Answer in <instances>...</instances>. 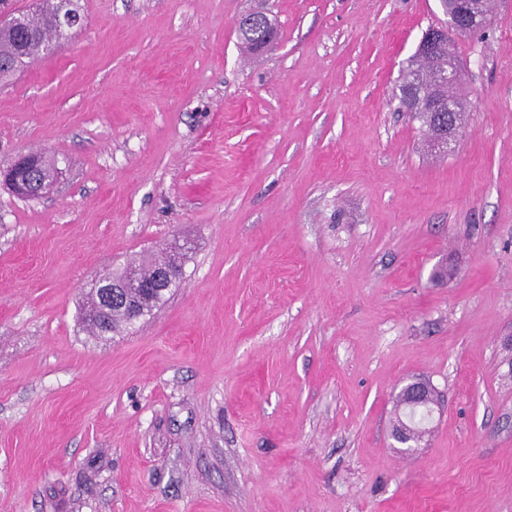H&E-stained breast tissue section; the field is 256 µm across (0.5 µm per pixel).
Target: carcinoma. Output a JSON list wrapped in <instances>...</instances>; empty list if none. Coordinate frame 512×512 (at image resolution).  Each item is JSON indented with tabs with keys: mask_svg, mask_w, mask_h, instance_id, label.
<instances>
[{
	"mask_svg": "<svg viewBox=\"0 0 512 512\" xmlns=\"http://www.w3.org/2000/svg\"><path fill=\"white\" fill-rule=\"evenodd\" d=\"M58 0H34V6L26 11L10 12L11 18L0 24V80L14 74V66L19 56L26 50L42 47L43 40L57 35L59 21ZM277 30L275 20L264 10H257L246 16L239 40L250 52H256L258 43L271 32ZM448 62V45H443L432 55L415 54L404 68L399 85V108L414 114L425 127L427 140L443 135L448 130L450 116L454 126L463 123L466 103L456 89L435 80L436 69ZM184 263L179 253L166 251L161 255L150 254L122 268L111 272L101 281L112 285L114 280H122L124 273L133 268L146 281L152 280L163 268L173 262ZM105 288H91L86 294L83 307V323L90 332L98 336L95 320L105 315L109 327L105 335L117 336L129 333L142 319L153 315L168 300L172 289L149 291L144 288L120 289L121 301L110 303L105 298Z\"/></svg>",
	"mask_w": 512,
	"mask_h": 512,
	"instance_id": "carcinoma-1",
	"label": "carcinoma"
}]
</instances>
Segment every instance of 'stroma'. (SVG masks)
Masks as SVG:
<instances>
[{
	"mask_svg": "<svg viewBox=\"0 0 512 512\" xmlns=\"http://www.w3.org/2000/svg\"><path fill=\"white\" fill-rule=\"evenodd\" d=\"M79 5L0 82V169L60 171L0 181V512H512V0L452 37L445 153L396 98L439 0ZM176 241L166 304L91 336L89 282ZM246 17L244 25H242L239 40L241 45L250 52L256 53L258 43L266 38L271 32L277 31L276 23L273 18L264 10H257L249 13ZM242 17L238 20V24L245 19ZM272 45L271 38L266 42L260 44L258 49L263 51L270 48ZM40 153H27L16 159L6 170H0V178L12 188V190L20 197L41 196L51 186V182L46 183L45 180L40 182H30L27 177L28 173L38 167L40 169L38 175L41 179L53 177L55 175V166L52 159L46 155L42 156L40 161ZM27 171L25 175L22 171ZM396 397L400 403L404 404L412 422L414 421L411 417L412 411L425 410L428 412V416L432 413L431 401L434 400V389L425 380L417 379L403 385L397 392ZM430 434V429L427 428L425 431L421 433H414L411 430V426L408 422L403 423L402 425H397L392 431V438L399 446L403 448L404 452H412L415 450V447L421 444L422 441L425 440V437Z\"/></svg>",
	"mask_w": 512,
	"mask_h": 512,
	"instance_id": "stroma-1",
	"label": "stroma"
}]
</instances>
